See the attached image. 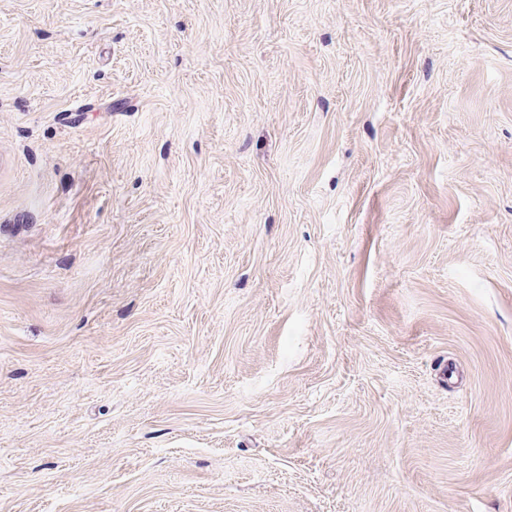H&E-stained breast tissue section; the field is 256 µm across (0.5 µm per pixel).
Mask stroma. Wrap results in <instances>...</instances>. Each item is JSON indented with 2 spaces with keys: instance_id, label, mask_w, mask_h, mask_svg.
<instances>
[{
  "instance_id": "obj_1",
  "label": "stroma",
  "mask_w": 512,
  "mask_h": 512,
  "mask_svg": "<svg viewBox=\"0 0 512 512\" xmlns=\"http://www.w3.org/2000/svg\"><path fill=\"white\" fill-rule=\"evenodd\" d=\"M0 512H512V0H0Z\"/></svg>"
}]
</instances>
